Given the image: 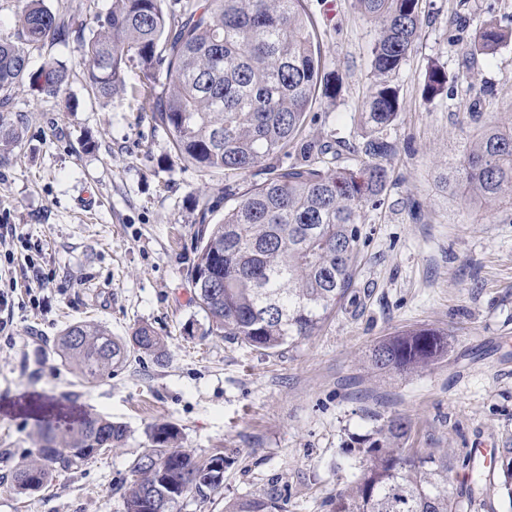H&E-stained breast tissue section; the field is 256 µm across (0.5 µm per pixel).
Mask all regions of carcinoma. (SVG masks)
<instances>
[{
    "label": "carcinoma",
    "mask_w": 512,
    "mask_h": 512,
    "mask_svg": "<svg viewBox=\"0 0 512 512\" xmlns=\"http://www.w3.org/2000/svg\"><path fill=\"white\" fill-rule=\"evenodd\" d=\"M420 0H351L360 17L379 26L372 47L377 77L363 104L356 167L337 164L329 142L305 140L302 132L318 91L332 95L339 78L325 73V54L305 0H112L104 15L95 0L96 29L82 39L84 79L90 95L111 100L129 95L153 102L151 120L171 131L174 152L203 170L245 180L242 191L224 188L208 201L192 270L196 302L209 319L208 332L228 336L266 353L314 335L353 288L361 252L359 224L376 208L389 182L382 161L396 150L389 131L402 105L388 77L398 73L422 29ZM70 6L53 11L27 0L13 33L0 38V163L24 136L22 115L11 111L13 92L27 83L55 98L73 70L59 59L29 69L32 51L70 30ZM508 38L495 20L484 23L463 54L464 65L493 53ZM137 81L127 83L129 64ZM448 74L428 70L423 88L432 100L447 92ZM483 87L462 123L468 131L438 175L448 202L478 215L489 205L512 218V119L490 120L479 111L492 95ZM224 206V216L212 214ZM162 363L164 343L148 325L116 340L103 326L79 321L57 342L59 356L80 378L94 383L112 373L127 346ZM448 353L446 334L429 328L398 332L378 341L368 361L378 371L414 373ZM411 430L405 416L387 418L377 438L355 449L366 462L349 489L336 497L335 512H460L453 486L454 461L446 453L412 454L401 446ZM127 429L104 416H89L58 436L41 429L39 448L17 464L15 486L37 491L58 469H68L123 442ZM153 448L131 463L126 512H173L184 483L200 498L219 489L224 476L209 467L217 454L199 461L172 446L177 432L156 424ZM502 489L512 500V448L497 449ZM268 495L230 503L225 512H274Z\"/></svg>",
    "instance_id": "obj_1"
}]
</instances>
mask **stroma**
Listing matches in <instances>:
<instances>
[{
	"instance_id": "1",
	"label": "stroma",
	"mask_w": 512,
	"mask_h": 512,
	"mask_svg": "<svg viewBox=\"0 0 512 512\" xmlns=\"http://www.w3.org/2000/svg\"><path fill=\"white\" fill-rule=\"evenodd\" d=\"M305 5L341 78L337 95H318L305 135L357 144L378 28L350 0ZM421 11V37L391 78L402 102L396 151L382 204L363 213L355 284L318 332L275 354L208 334L195 299L196 215L204 198L223 195V172L180 160L141 102L88 94L80 39L94 14L73 10L69 36L31 53V69L54 57L75 75L57 98L16 90L25 132L0 165V224L16 227L0 268L17 283L0 332V512H125L130 464L159 423L197 458L232 457L220 490L186 495L175 512H224L270 492L279 512H333L362 466L353 447L394 415L410 419L406 445L423 452L460 460L479 442L512 444V223L490 209L468 216L436 182L481 87L495 90L485 112L512 110V39L470 68L460 56L486 20L512 29V0H422ZM432 65L447 71L448 94L428 101ZM77 321L122 340L149 325L165 361L131 351L84 383L56 352ZM417 327L448 333L447 356L412 374L370 366L377 341ZM87 415L125 425V440L20 492L11 472L41 428Z\"/></svg>"
}]
</instances>
